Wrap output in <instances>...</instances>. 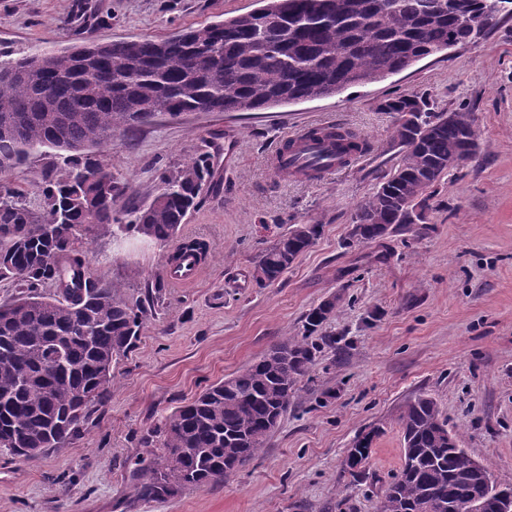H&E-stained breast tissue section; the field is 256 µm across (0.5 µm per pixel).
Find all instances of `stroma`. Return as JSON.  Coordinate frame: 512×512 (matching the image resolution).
Wrapping results in <instances>:
<instances>
[{
  "mask_svg": "<svg viewBox=\"0 0 512 512\" xmlns=\"http://www.w3.org/2000/svg\"><path fill=\"white\" fill-rule=\"evenodd\" d=\"M260 0H0V59L45 49L162 39L187 26L244 15ZM428 93L438 109L471 112L475 157L451 170L431 200L429 229L345 247L357 206L393 168L389 98ZM328 123L370 152L319 180L281 177L289 136ZM212 155V177L179 235L205 242L193 283L168 284L137 346L114 370L108 400L81 435L23 462L0 452V512H377L402 464V406L426 393L449 431L500 479L512 481V13L476 42L342 94L257 112L157 114L118 134L100 158L128 184L122 203H149L164 170L191 152ZM64 156H30L5 185L42 212L37 184ZM295 224H318L315 244L276 283L253 280L259 254ZM387 259H380L381 250ZM172 250L117 246L95 233V278L142 298ZM339 307L292 405L263 450L223 482L165 502L137 498L130 473L141 435L203 389L303 333V316L329 296ZM377 427L368 479L343 471L346 453Z\"/></svg>",
  "mask_w": 512,
  "mask_h": 512,
  "instance_id": "1",
  "label": "stroma"
}]
</instances>
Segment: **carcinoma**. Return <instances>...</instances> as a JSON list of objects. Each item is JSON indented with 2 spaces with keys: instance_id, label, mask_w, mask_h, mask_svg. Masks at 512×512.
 <instances>
[{
  "instance_id": "cac0c4a2",
  "label": "carcinoma",
  "mask_w": 512,
  "mask_h": 512,
  "mask_svg": "<svg viewBox=\"0 0 512 512\" xmlns=\"http://www.w3.org/2000/svg\"><path fill=\"white\" fill-rule=\"evenodd\" d=\"M498 0H265L248 15L185 27L160 40L80 45L49 54L37 78L0 80V155L21 162L44 149H71L59 175L38 183L43 214L20 194H0V279H11L19 296L0 306V450L33 460L78 437L91 408L107 400L116 364L141 339L151 306L166 288L156 279L145 299L131 302L120 288L88 272L83 245L95 230L134 236L167 246L200 203L211 179L208 154H192L160 175L152 201L117 211L127 183L89 150L110 146L118 130L148 121L141 104L159 112H256L338 95L384 78L448 47L469 41V15L491 11ZM42 54L0 61L1 69H31ZM132 62L129 83L101 82L84 92L87 67ZM395 116L400 141L397 165L381 177L358 208L356 236L344 245L379 242L408 229L407 210L420 208L419 229H428L429 200L451 159L469 152L471 113H448L427 95H402L380 105ZM325 156L368 150L352 130L336 126ZM54 222H44V215ZM319 224H297L259 256L253 276L263 288L279 281L315 243ZM51 284L55 294L39 288ZM329 299L304 315L302 336L271 346L257 360L217 382L148 430L141 444L160 453L135 463V490L165 501L217 482L255 458L288 412L298 382L312 368L321 345L310 340L336 313ZM403 463L382 491L378 512H462L472 504L496 512L497 497L486 467L448 431L437 403L420 393L401 408ZM378 431L358 437L343 472L358 482Z\"/></svg>"
}]
</instances>
